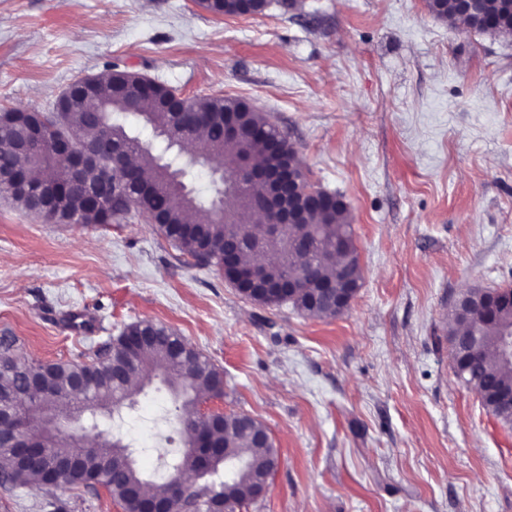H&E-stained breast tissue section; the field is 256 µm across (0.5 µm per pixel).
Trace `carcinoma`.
Returning <instances> with one entry per match:
<instances>
[{"label":"carcinoma","instance_id":"1","mask_svg":"<svg viewBox=\"0 0 512 512\" xmlns=\"http://www.w3.org/2000/svg\"><path fill=\"white\" fill-rule=\"evenodd\" d=\"M249 0H198V4L216 16L256 14L264 6L248 5ZM429 13L444 22H460L456 0H426ZM465 25L476 31L497 35L512 34V3L509 0H482L481 8ZM138 75L126 70H112L107 78L94 80L88 91L77 96L72 108L59 122L53 112H40L28 107L0 110L5 123L0 126V173L10 172L22 164L16 152L13 137L19 126L39 128L37 149L44 153L41 180L58 192V205L43 210L40 217L59 221L70 215L77 224L112 223L106 206L85 200L68 183L69 174L63 159L49 151L52 139L68 130L82 140L110 146L128 159L137 179L124 191L131 208L138 213H159L164 223L155 225L156 232L177 245L191 257L202 256L204 262L224 269V241L239 240L237 263L250 266L248 258L259 251L263 264L259 281L271 284L287 275L297 277L298 288L290 304L311 318H330L342 313L336 299L320 292V285L336 277L347 283L361 280L359 256L347 205L328 202L314 205L305 199L292 201L303 214V226L286 237L259 238V230L252 224H235L228 216L215 213L211 204L200 200L187 189L193 168L208 165L214 169L236 170L239 161L251 157L271 167L286 161H297L288 146L286 135H281L282 152L271 155L267 138L277 132L263 113L249 101L235 97H187L183 110L169 103L174 90L156 83L146 88H135ZM194 113L203 120L199 127L204 139L200 144L201 160L195 162L182 155L177 141L184 121L183 114ZM234 124L245 131L239 138L224 137V126ZM196 216L189 222L188 215ZM345 241L341 252H334L336 239ZM309 240L314 250L307 252L300 241ZM486 290L471 288L464 293L461 303L454 307L448 322V339L453 341L451 356L463 360L468 376L478 382L477 395L484 408L505 424H512V408L500 405V396L512 392V361L498 351L500 334L512 330V304L501 305L495 318L483 321L479 315ZM482 336L478 346L465 340L471 331ZM46 377L54 393L38 401L18 399V392L28 379ZM87 377L91 381L90 400L94 407L121 416L123 409L133 403V396L161 378L175 401L176 419L183 448L159 454L160 468L165 476L150 479L136 466L133 449L119 433L96 434L99 443L85 448L68 436L45 433L38 446L46 449L33 464H17L10 456L6 441L0 438V458L7 464L0 468L10 470L19 486L67 485L85 487L90 479L106 490L124 512H141L144 490H152L150 498L178 510L189 508L207 512L209 501L222 497L242 507L253 503L252 490L256 479L269 474L276 466L279 451L274 444L255 447V433L261 424L244 415H224V426L219 430L215 457L208 474L213 480L197 483L185 502L171 492L169 476L172 463L187 458L193 443V434L205 429L199 419V397L214 391L224 392V372L190 343H181L171 328L147 321H136L103 348L86 355L84 360L36 362L20 359L16 341L7 336L0 341V398L17 400L20 420L28 423L37 411L51 409L56 415L72 417L82 402L73 398V380ZM77 457L76 467L60 480L53 478L55 459Z\"/></svg>","mask_w":512,"mask_h":512}]
</instances>
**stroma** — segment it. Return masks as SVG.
Masks as SVG:
<instances>
[{"instance_id": "obj_1", "label": "stroma", "mask_w": 512, "mask_h": 512, "mask_svg": "<svg viewBox=\"0 0 512 512\" xmlns=\"http://www.w3.org/2000/svg\"><path fill=\"white\" fill-rule=\"evenodd\" d=\"M187 96L244 97L318 187L343 196L362 286L310 319L242 297L143 216L52 224L0 195V336L72 360L150 320L224 372L225 412L280 465L247 512H512V427L448 349L455 298L512 286V35L435 20L425 0H0V109L52 111L112 69ZM146 475L177 437L154 381L117 421ZM0 512H121L103 491L0 485ZM256 2L264 0H198V4L216 16H242L248 14H256L262 12L265 7L262 4L253 6L249 11L250 6L247 2Z\"/></svg>"}]
</instances>
